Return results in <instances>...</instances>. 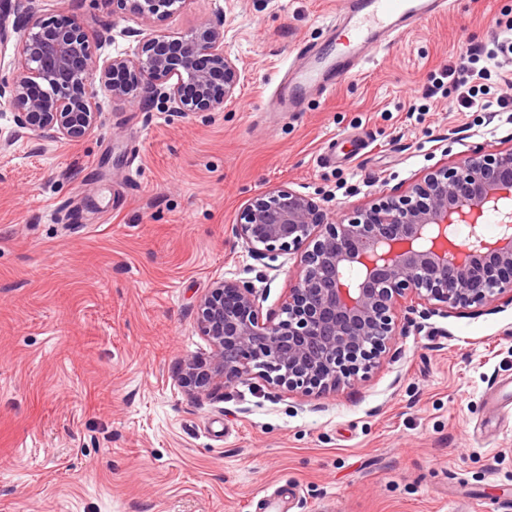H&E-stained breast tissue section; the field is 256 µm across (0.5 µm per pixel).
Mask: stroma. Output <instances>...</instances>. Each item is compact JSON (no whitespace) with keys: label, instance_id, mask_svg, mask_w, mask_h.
Masks as SVG:
<instances>
[{"label":"stroma","instance_id":"1","mask_svg":"<svg viewBox=\"0 0 512 512\" xmlns=\"http://www.w3.org/2000/svg\"><path fill=\"white\" fill-rule=\"evenodd\" d=\"M342 0H190L163 26L224 16L244 78L221 112L144 110L101 95L76 143L15 134L0 103V512H499L512 501V306L415 318L367 373L305 395L260 378L190 397L186 358L207 359L197 302L214 281L254 286L278 312L296 256L254 257L232 227L278 186L333 213L475 151L512 148V114L422 99L512 0H455L445 16L372 51L301 109L272 97L298 46L335 44ZM90 39L133 25L121 0H8Z\"/></svg>","mask_w":512,"mask_h":512}]
</instances>
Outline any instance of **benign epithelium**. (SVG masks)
<instances>
[{
  "label": "benign epithelium",
  "mask_w": 512,
  "mask_h": 512,
  "mask_svg": "<svg viewBox=\"0 0 512 512\" xmlns=\"http://www.w3.org/2000/svg\"><path fill=\"white\" fill-rule=\"evenodd\" d=\"M124 2L150 27L132 60L103 55L111 29L92 41L74 15L11 21L0 10V45L13 40L19 53L12 78L0 80V101L12 106L19 131L79 142L101 123L102 92L181 115L234 102L241 70L224 53L222 16L171 33L159 23L189 0ZM488 213L497 218L494 238L481 230ZM233 234L256 257L293 252L297 270L279 311L267 316L250 285L224 280L208 289L197 326L212 352L205 364L182 363L183 387L201 398L256 375L273 388L334 389L386 351L402 308L432 303L430 311L446 315L495 301L512 306V149L441 165L351 215L286 186L265 190L245 205Z\"/></svg>",
  "instance_id": "benign-epithelium-1"
}]
</instances>
